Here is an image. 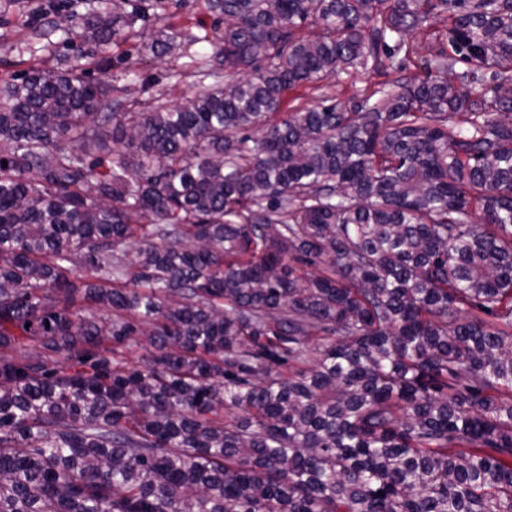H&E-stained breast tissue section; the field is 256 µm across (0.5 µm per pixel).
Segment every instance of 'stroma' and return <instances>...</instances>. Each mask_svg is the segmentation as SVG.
I'll list each match as a JSON object with an SVG mask.
<instances>
[{"instance_id":"1","label":"stroma","mask_w":512,"mask_h":512,"mask_svg":"<svg viewBox=\"0 0 512 512\" xmlns=\"http://www.w3.org/2000/svg\"><path fill=\"white\" fill-rule=\"evenodd\" d=\"M43 2L0 0V75L6 71V62L16 59L13 46L22 37L19 24L23 15L36 13ZM150 14L151 20L145 27L135 28L126 40L113 46L109 63L90 73L91 79L107 81L116 78L124 68L129 67L150 78L153 83L150 92H142L137 87L124 91L123 96L132 112L147 109L152 97L157 94L173 103L197 91L198 82L192 64L197 48L189 44L188 39L199 33L201 27L213 23L212 16L205 11L203 0H185L184 5L178 9L173 7L172 0H155ZM169 23L178 26L179 39L183 41L184 48L160 57L152 52L151 43L155 31ZM382 80V75L361 71L351 76L342 73L310 82L289 92L283 109L293 112L312 108L327 97L351 105L370 93Z\"/></svg>"}]
</instances>
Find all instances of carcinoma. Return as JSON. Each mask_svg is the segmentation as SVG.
I'll list each match as a JSON object with an SVG mask.
<instances>
[{
  "label": "carcinoma",
  "instance_id": "cac0c4a2",
  "mask_svg": "<svg viewBox=\"0 0 512 512\" xmlns=\"http://www.w3.org/2000/svg\"><path fill=\"white\" fill-rule=\"evenodd\" d=\"M82 2L0 83V512H512V0H204L144 112L89 78L144 0ZM396 74L379 75L374 72L360 71L352 76L339 74L326 79L309 82L286 95L283 112L312 108L320 104L325 97L352 106L361 97L370 93L383 81H390Z\"/></svg>",
  "mask_w": 512,
  "mask_h": 512
}]
</instances>
